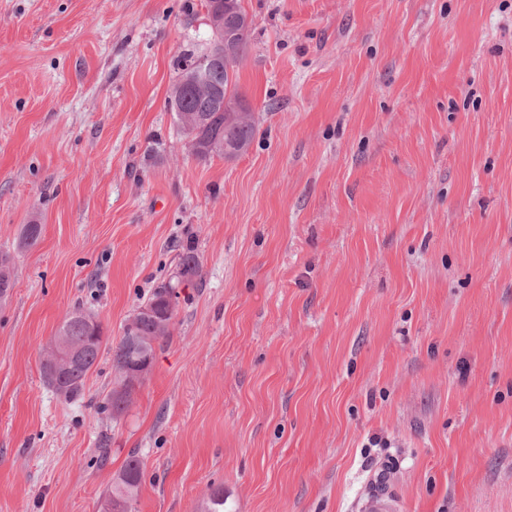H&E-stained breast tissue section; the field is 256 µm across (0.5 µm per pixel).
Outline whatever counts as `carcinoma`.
Listing matches in <instances>:
<instances>
[{"label":"carcinoma","instance_id":"carcinoma-1","mask_svg":"<svg viewBox=\"0 0 512 512\" xmlns=\"http://www.w3.org/2000/svg\"><path fill=\"white\" fill-rule=\"evenodd\" d=\"M205 7L213 14V19H224L226 24H235L232 41V63L229 66L216 59L207 58L202 51L190 57L189 63L179 68L168 98L167 107L174 113L179 130L185 137L194 141L193 154L206 160L213 156L243 154L249 148L256 132V122L251 112H224L218 106V100L227 96L237 98L235 67L243 57L251 35V24L244 22L246 11L241 0H232L225 5L228 17H222L213 4V0H205ZM200 272V263L194 249L190 246L180 254L175 282L166 284L168 288L183 283L191 284ZM13 286L10 257L0 254V296L9 295ZM145 305L154 308L155 314L170 321L174 317L175 306L156 288ZM91 316L81 310L72 312L59 326L56 336L69 346L78 350L77 356L63 369L60 374L47 380L50 388L66 398L82 395L88 373L97 362L103 339L92 341L89 320ZM137 332L159 342L171 336V331L161 332L154 318H142L137 322ZM134 352L127 336H122L119 343L112 348V366L120 373L131 366ZM134 385L118 376V386L113 388L107 399V407L112 414L120 415L131 402ZM142 477L141 461L136 455H129L121 474L112 487L111 494L104 502V512H113L117 500H124L133 506L139 493Z\"/></svg>","mask_w":512,"mask_h":512}]
</instances>
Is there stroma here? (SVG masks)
<instances>
[{
	"label": "stroma",
	"mask_w": 512,
	"mask_h": 512,
	"mask_svg": "<svg viewBox=\"0 0 512 512\" xmlns=\"http://www.w3.org/2000/svg\"><path fill=\"white\" fill-rule=\"evenodd\" d=\"M241 4L228 161L166 104L205 0H0V512H102L132 453L136 512H512V0ZM188 244L114 415L110 348ZM78 308L107 349L67 400L41 361ZM199 272L200 263L198 257L194 249L191 246H187L180 254L178 268L175 275V282H170L166 285L164 284L156 288L148 300L139 306L142 307L151 305L154 308L156 315L169 321L167 330L162 333H160L157 328V322L155 318H142L137 322L136 330L140 336L151 337L155 341H144L140 336H129L128 343L127 336L125 334L126 325L124 326L123 336L121 337L119 343L115 347H112V366L118 373L119 385L118 388H113L107 399V405L104 406L105 408L109 407L112 410V414L120 415L127 409L129 403L131 402V395L135 387V385L132 383L136 384L145 378L146 372L149 369V365L151 363L150 346L154 347L155 342L158 343L159 341L167 339L169 336H171L170 327L174 317L176 304L175 300L178 298V293L174 294V304L172 305L169 299L161 293L162 288H171L172 290H175V288H177L175 285L179 283L189 285L199 276ZM138 313L153 317L155 316L154 312L147 308L140 309ZM129 344L133 348L138 349L135 357L143 361L140 370L135 372L136 374L129 378L132 383H127L125 378L121 375V372L125 367L131 366L134 358V352Z\"/></svg>",
	"instance_id": "35a3bbf8"
}]
</instances>
